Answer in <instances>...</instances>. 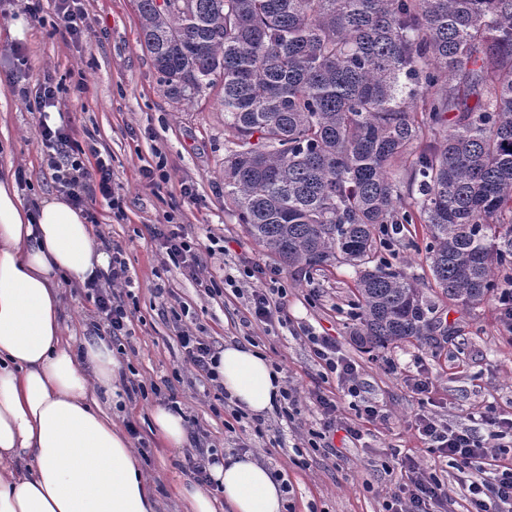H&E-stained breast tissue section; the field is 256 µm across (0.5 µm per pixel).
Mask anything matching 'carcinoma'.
Segmentation results:
<instances>
[{
    "mask_svg": "<svg viewBox=\"0 0 512 512\" xmlns=\"http://www.w3.org/2000/svg\"><path fill=\"white\" fill-rule=\"evenodd\" d=\"M165 97L220 83L224 199L285 266L357 273L370 350L432 332L422 289L375 260L425 224L448 299L512 272V0H139Z\"/></svg>",
    "mask_w": 512,
    "mask_h": 512,
    "instance_id": "cac0c4a2",
    "label": "carcinoma"
}]
</instances>
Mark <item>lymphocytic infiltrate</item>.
Here are the masks:
<instances>
[{
	"label": "lymphocytic infiltrate",
	"instance_id": "f902f5d3",
	"mask_svg": "<svg viewBox=\"0 0 512 512\" xmlns=\"http://www.w3.org/2000/svg\"><path fill=\"white\" fill-rule=\"evenodd\" d=\"M42 0H28L26 13L34 27H48L50 36H56L72 43L81 41L86 28L84 15L76 7L74 0H55L53 23H46L42 16ZM13 84L18 87V95L27 109L46 113L60 107L63 101V88L51 75H44L36 91H29L22 84L21 75H13ZM43 144L49 148L47 162L54 179L62 184L73 204L86 205L95 198H102L110 208H118L119 195L112 183L110 157L102 155L94 143H80L72 137L68 126L42 124L40 131ZM152 237L158 255L169 258L182 268L205 293H213L215 284L205 272L208 263L218 253L209 246L198 248L183 227L171 228L160 224L152 230ZM246 278L257 281V288L248 294L251 314L258 320L271 323L286 321V296L283 288L262 286L264 270L250 261H243ZM133 284L129 265L121 245L112 247V268L104 279H91L86 288L90 290L98 317L106 326V333L112 337L129 335V313L126 299L128 289ZM322 378H336L343 395L359 396L360 382L355 364L338 355L336 342L331 337L308 333ZM182 361L207 380H216L213 370L216 362V349L204 337L192 331L180 330L177 336ZM315 404L321 415L320 427L311 431L308 443L317 448L333 440L336 432H344L346 439L361 440L364 424L380 419L379 409L372 404L364 405L356 419L344 418L338 401L325 391L314 395ZM491 430L487 438L476 437L468 431H458L448 426L437 416L419 415L415 427L424 440L430 453L450 458L459 471L483 469L488 461L490 442L498 433L497 420H490ZM473 512H500L503 504L512 505V465H498L492 485L478 482L468 486ZM447 494L442 484L427 470L415 462H408L395 492L385 504L386 512H430L433 504L446 501Z\"/></svg>",
	"mask_w": 512,
	"mask_h": 512
}]
</instances>
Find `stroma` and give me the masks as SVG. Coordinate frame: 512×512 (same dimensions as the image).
Wrapping results in <instances>:
<instances>
[{"instance_id":"obj_1","label":"stroma","mask_w":512,"mask_h":512,"mask_svg":"<svg viewBox=\"0 0 512 512\" xmlns=\"http://www.w3.org/2000/svg\"><path fill=\"white\" fill-rule=\"evenodd\" d=\"M26 0H0V127L9 142L0 145V166L24 170L19 190L25 203L60 194L47 165L48 150L39 136L41 116L29 111L9 82L24 71L29 84L51 74L62 84L65 105L55 124H67L77 140L95 139L112 156V180L120 209L96 200L103 235L122 245L135 280L128 302L129 336L113 342L126 365L127 378L144 394L116 405L113 417L133 424V450L156 482L159 512H184L170 486L184 476L183 450L163 447L151 429L152 409L173 396L187 421L199 422L218 456L248 444L267 466L288 480L287 512H385L389 491L400 478L399 459L417 457L445 486L446 512H468L467 480L450 459L426 451L414 425L429 412L449 425L486 438V417L512 420V327L504 323L496 300L469 310L436 287L426 258L429 232L405 224L393 240L391 261L414 277L436 325L430 341L411 340L385 350L365 349L352 334L358 298L353 267L336 264L304 273L282 266L247 233L224 203V114L218 103L222 86L181 108L163 95L140 34L138 0H81L89 35L72 44L32 27ZM22 25L23 35L8 31ZM164 160L171 176L167 188L145 182L144 167ZM193 190L180 193L181 185ZM186 225L201 245L210 237L226 240L228 251L208 267L219 292L205 295L173 263L162 262L151 240L153 225ZM263 267L286 288V325L266 324L248 311L247 283L240 259ZM63 316L77 338L97 335L98 320L86 289L62 283ZM216 347L252 343L279 367L300 397L292 420L268 413L262 426L238 418L200 376L183 365L176 342L174 313ZM335 339L340 354L358 368L361 400L376 405L383 419L367 424L360 441L342 444L340 457L309 448L310 431L320 416L312 401L318 389L337 391L336 379L322 381L306 338L307 331ZM426 377L429 391L416 394L414 376Z\"/></svg>"}]
</instances>
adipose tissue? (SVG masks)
<instances>
[{
	"label": "adipose tissue",
	"mask_w": 512,
	"mask_h": 512,
	"mask_svg": "<svg viewBox=\"0 0 512 512\" xmlns=\"http://www.w3.org/2000/svg\"><path fill=\"white\" fill-rule=\"evenodd\" d=\"M110 262L83 209L62 195L26 204L12 168L0 167V512H158L110 409L121 360L107 340L77 342L60 318V281L85 284ZM215 370L251 415L281 397V375L253 347L225 344ZM151 417L164 447H184L181 411L159 405ZM209 475L220 496L173 483L186 512H285L281 480L251 454L221 460Z\"/></svg>",
	"instance_id": "ef3b65f1"
}]
</instances>
